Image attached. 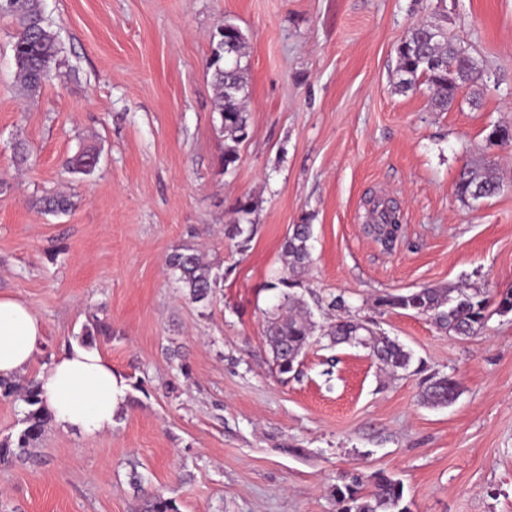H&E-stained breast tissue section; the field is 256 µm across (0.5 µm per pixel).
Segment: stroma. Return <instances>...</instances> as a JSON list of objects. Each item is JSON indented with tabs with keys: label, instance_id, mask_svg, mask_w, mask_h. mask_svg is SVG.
<instances>
[{
	"label": "stroma",
	"instance_id": "obj_1",
	"mask_svg": "<svg viewBox=\"0 0 512 512\" xmlns=\"http://www.w3.org/2000/svg\"><path fill=\"white\" fill-rule=\"evenodd\" d=\"M60 33L62 79L36 99L14 78L15 28L0 16V293L44 321L45 363L90 314L110 325L101 353L126 384L110 432L48 425L27 460L0 464L7 512H139L162 495L179 512H338L336 489L375 474L404 485L411 512H512V313L478 335L383 310L381 294L425 286L512 288V0H44ZM247 38L250 135L232 171L219 158L210 37ZM435 21L483 62L447 111L426 88L395 89L396 48ZM30 148L16 165L15 141ZM101 149L92 175L68 157ZM499 195L462 202V168ZM68 193L53 215L36 197ZM258 201L239 252L225 228ZM393 200L392 247L368 226ZM314 226L303 275L310 306L340 295L413 354L384 370L360 348L313 343L280 377L263 336L291 225ZM188 247L226 273L207 308L166 266ZM454 377L457 400L425 404L424 381Z\"/></svg>",
	"mask_w": 512,
	"mask_h": 512
}]
</instances>
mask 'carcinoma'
<instances>
[{
  "mask_svg": "<svg viewBox=\"0 0 512 512\" xmlns=\"http://www.w3.org/2000/svg\"><path fill=\"white\" fill-rule=\"evenodd\" d=\"M3 13L12 18L16 26L12 51L19 90L24 96L33 98L43 84L63 76L58 33L44 14L42 0H11L5 4ZM444 30L442 25L426 22L407 34L397 47L398 81L395 84L398 91L406 93L415 90L419 81H425L435 107L441 110L448 109V104L455 100L459 91L466 85L476 84L482 75L479 60L457 45ZM242 49L240 28L226 23L224 29L213 35L206 61L215 92L218 131L224 137L221 166L226 172L236 166L239 145L249 137L245 112L246 66L242 65ZM98 155L95 147H85L68 158L66 166L72 174L89 176L97 168L95 159ZM502 189L503 185L496 177H481L467 169L461 172L456 185L457 194L464 202L492 197ZM41 202L50 212H66L72 207L70 197L63 193L45 196ZM257 208V202L251 197L238 199L232 208L234 223L227 225L226 234L238 240V247L243 250L253 238L251 215ZM375 223L386 241L394 239L399 231V215L390 206H377ZM312 237L313 227L308 222L291 225L282 247L286 273L267 284V288L276 291L277 304L267 312L264 337L277 373L299 376L300 357L315 335L329 339L334 345L361 346L385 370H408L412 353L398 340L375 330L370 321L351 313L343 296L331 297L327 308L330 311L341 310L344 315L326 325H318L311 319V312L297 289L302 287L299 274L311 260ZM168 267L189 301L203 307L211 303L216 289L224 282V274L203 262L189 248L171 253ZM492 304L499 314L512 312V289L492 297L486 289L468 284L425 287L405 294H385L375 298L378 308L403 309L426 315L453 336H472L481 332ZM110 335L109 325L94 315L83 326L81 334L75 336V341L88 347L97 344L99 337ZM458 394L459 384L455 379L432 376L427 380L422 398L432 406H447L456 400ZM0 397L24 404L23 417L19 420L21 428L15 438L0 441V463H4L29 456L30 449L41 440L52 415L45 407L33 377L0 379ZM336 502L339 512H410L404 503L403 484L383 473L375 477L367 493L359 488L356 479L336 488ZM143 512H178V508L172 499L157 495L145 500Z\"/></svg>",
  "mask_w": 512,
  "mask_h": 512,
  "instance_id": "cac0c4a2",
  "label": "carcinoma"
}]
</instances>
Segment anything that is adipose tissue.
Wrapping results in <instances>:
<instances>
[{
  "instance_id": "1",
  "label": "adipose tissue",
  "mask_w": 512,
  "mask_h": 512,
  "mask_svg": "<svg viewBox=\"0 0 512 512\" xmlns=\"http://www.w3.org/2000/svg\"><path fill=\"white\" fill-rule=\"evenodd\" d=\"M46 344L42 320L21 299L0 295V377L35 370L54 423L86 435L111 431L127 394L120 375L98 347L72 345L44 364L36 356Z\"/></svg>"
}]
</instances>
